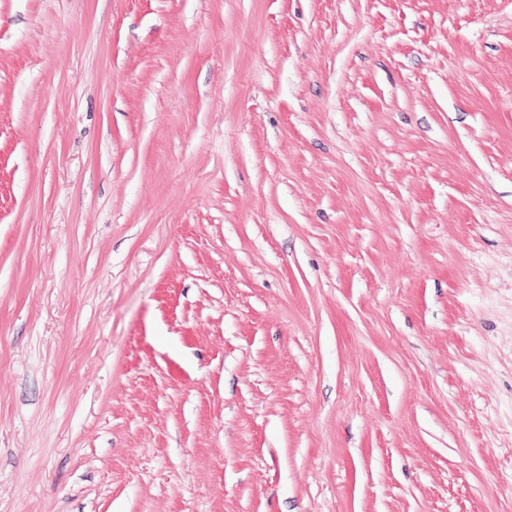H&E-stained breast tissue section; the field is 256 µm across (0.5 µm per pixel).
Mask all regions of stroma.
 <instances>
[{
  "instance_id": "1",
  "label": "stroma",
  "mask_w": 512,
  "mask_h": 512,
  "mask_svg": "<svg viewBox=\"0 0 512 512\" xmlns=\"http://www.w3.org/2000/svg\"><path fill=\"white\" fill-rule=\"evenodd\" d=\"M0 512H512V0H0Z\"/></svg>"
}]
</instances>
